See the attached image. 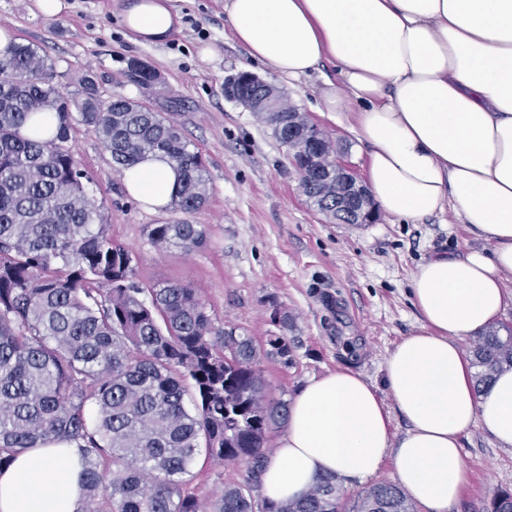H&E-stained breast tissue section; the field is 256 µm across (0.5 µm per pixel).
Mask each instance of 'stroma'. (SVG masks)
Instances as JSON below:
<instances>
[{
    "label": "stroma",
    "mask_w": 512,
    "mask_h": 512,
    "mask_svg": "<svg viewBox=\"0 0 512 512\" xmlns=\"http://www.w3.org/2000/svg\"><path fill=\"white\" fill-rule=\"evenodd\" d=\"M66 2L62 16L49 18L35 0H0V26L41 48L61 94L74 93L92 77L104 99L148 102L183 128L207 167L209 200L190 216L205 225L207 244L190 253L161 251L147 228L173 220V213L149 211L130 199L123 171L113 167L94 134L74 124L70 145L92 179L90 192L104 204L110 234L136 253L139 279L190 283L214 308L218 325L259 340L286 337L288 359L262 363L273 392L294 398L309 379L344 368L382 386L387 357L420 325L409 293L412 272L434 253L481 249L484 241L450 214L416 224L382 215L360 228L310 208L286 147L256 113L224 97L229 75L249 68L270 76L262 65L248 66L247 52L224 15V0H173L184 25L162 46L130 41L113 17L115 0ZM206 44L216 53L204 61L199 50ZM134 58L158 72L152 88L129 82L127 66ZM333 72L329 66L277 86L326 131L362 178L368 155L350 130L352 113L322 111L316 93L324 75ZM277 307L287 311V326L273 321ZM460 447L468 480L448 512H480L497 489L512 488V449L501 448L479 427L462 437ZM194 471L195 487L208 495L246 475L202 454Z\"/></svg>",
    "instance_id": "stroma-1"
}]
</instances>
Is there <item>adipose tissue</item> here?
<instances>
[{"label":"adipose tissue","mask_w":512,"mask_h":512,"mask_svg":"<svg viewBox=\"0 0 512 512\" xmlns=\"http://www.w3.org/2000/svg\"><path fill=\"white\" fill-rule=\"evenodd\" d=\"M134 43L163 44L183 17L171 0H116ZM250 62L285 80L332 64L319 98L355 110L370 148L369 190L405 222L453 211L491 249L420 264L410 296L420 328L388 356L382 387L341 369L295 395L261 476L273 502L323 475L348 484L394 462L401 489L426 512H448L467 480L460 439L472 427L512 447V370L476 390L458 342L492 327L512 303V0H224ZM177 184L168 159L125 172L127 193L165 210ZM408 423L394 437L391 411ZM80 466L67 444L19 452L0 470V512H83Z\"/></svg>","instance_id":"1"}]
</instances>
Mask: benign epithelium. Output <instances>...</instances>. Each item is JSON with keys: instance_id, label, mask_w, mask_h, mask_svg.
Returning <instances> with one entry per match:
<instances>
[{"instance_id": "obj_1", "label": "benign epithelium", "mask_w": 512, "mask_h": 512, "mask_svg": "<svg viewBox=\"0 0 512 512\" xmlns=\"http://www.w3.org/2000/svg\"><path fill=\"white\" fill-rule=\"evenodd\" d=\"M247 84H258L263 88L261 101L249 98L243 90ZM279 95L272 84L253 73L242 72L224 81V97L252 112L275 111ZM281 143L289 151L288 158L305 184L336 186V215L345 214L355 224L375 222L376 209L371 193L323 140L320 125L296 109L288 115V125L281 132Z\"/></svg>"}]
</instances>
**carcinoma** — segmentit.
<instances>
[{"label": "carcinoma", "instance_id": "cac0c4a2", "mask_svg": "<svg viewBox=\"0 0 512 512\" xmlns=\"http://www.w3.org/2000/svg\"><path fill=\"white\" fill-rule=\"evenodd\" d=\"M52 78L38 46L0 51V469L25 449L75 445L84 512H414L395 484L345 499L332 475L296 500L256 499L288 416L260 363L288 359L287 340L216 325L189 283L139 281L69 141L79 122L120 169L168 157L170 209L186 215L209 198L203 158L161 113L103 100L91 77L63 97ZM148 238L189 252L208 235L181 219L149 225ZM472 353L480 389L512 369V327H491ZM201 447L212 463L245 465L247 479L212 497L190 490ZM490 512H512V492L497 491Z\"/></svg>", "mask_w": 512, "mask_h": 512}]
</instances>
